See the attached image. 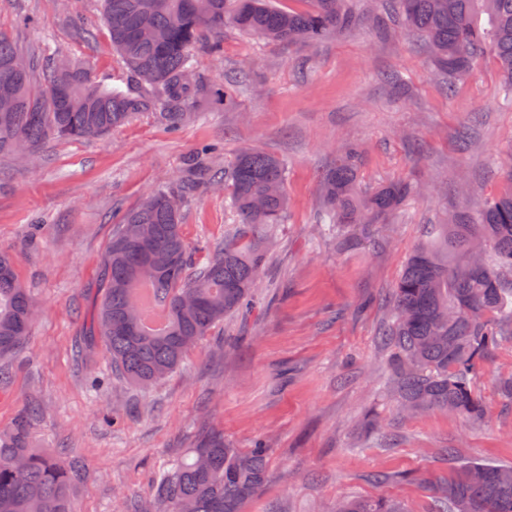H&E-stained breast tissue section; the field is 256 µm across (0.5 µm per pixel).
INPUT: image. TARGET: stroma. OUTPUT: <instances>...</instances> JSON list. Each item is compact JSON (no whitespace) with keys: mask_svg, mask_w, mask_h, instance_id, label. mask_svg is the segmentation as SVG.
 <instances>
[{"mask_svg":"<svg viewBox=\"0 0 512 512\" xmlns=\"http://www.w3.org/2000/svg\"><path fill=\"white\" fill-rule=\"evenodd\" d=\"M369 21L320 43L288 44L225 28L223 50H195L216 102L171 131L141 112L103 139H51L36 153L0 154V252L11 253L37 306L24 343L4 362L0 430L36 410L34 447L79 466L74 512H134L160 474L210 431L248 450L264 440L268 479L243 512H336L346 498H393L431 512L429 481L465 461L512 464V343L474 382L485 414L404 412L388 384L382 333L409 252L445 214L476 211L501 189L512 156V104L497 64L479 58L447 86L423 42L387 36L382 0H357ZM101 0H0V32L25 51L53 47L113 88L127 71L101 18ZM358 144L359 185L405 180L420 192L390 223L360 234L320 222V176L340 145ZM215 143L216 169L253 147L288 165V216L269 246L250 313L232 314L173 374L141 389L114 377L91 329L104 256L127 212L172 181L197 147ZM195 262L235 228L229 194L195 193L181 212Z\"/></svg>","mask_w":512,"mask_h":512,"instance_id":"35a3bbf8","label":"stroma"}]
</instances>
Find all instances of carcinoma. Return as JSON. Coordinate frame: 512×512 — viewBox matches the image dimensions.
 <instances>
[{"label": "carcinoma", "instance_id": "obj_1", "mask_svg": "<svg viewBox=\"0 0 512 512\" xmlns=\"http://www.w3.org/2000/svg\"><path fill=\"white\" fill-rule=\"evenodd\" d=\"M112 45L127 67V89L109 88L61 51L21 52L0 32V96L15 102L0 112V153L16 143L37 148L48 138L103 137L138 113L161 107L159 119L177 129L216 95L195 74L192 51L207 33L230 26L271 42L315 44L362 22L350 0H307L285 10L275 0H101ZM486 15L488 26L478 22ZM386 34L426 41L437 70L463 77L489 53L503 91L512 97V0H393ZM47 79L36 86L34 76ZM360 148L347 143L321 177L324 221L354 231L384 224L416 192L389 182L371 192L358 186ZM213 157L196 154L174 182L152 190L127 213L104 258L105 289L93 325L110 369L146 388L174 373L186 354L224 317L247 307L265 264V244L288 212L286 163L255 148L224 168V189L238 229L194 266L180 209L201 186L217 183ZM505 189L486 198L476 215L452 213L433 224L408 256L394 288L393 315L384 340L395 351L391 379L409 411L453 410L472 419L483 406L473 380L479 362L512 341V159L502 168ZM165 325H145L148 309ZM33 306L18 282L14 259L0 253V359L26 339ZM31 416L0 431V512H73L70 491L79 470L30 443ZM268 447L247 452L212 433L189 458L165 471L153 498L136 512H242L266 482ZM438 512H512V465L464 462L431 483ZM337 512H407L400 502L360 498Z\"/></svg>", "mask_w": 512, "mask_h": 512}]
</instances>
